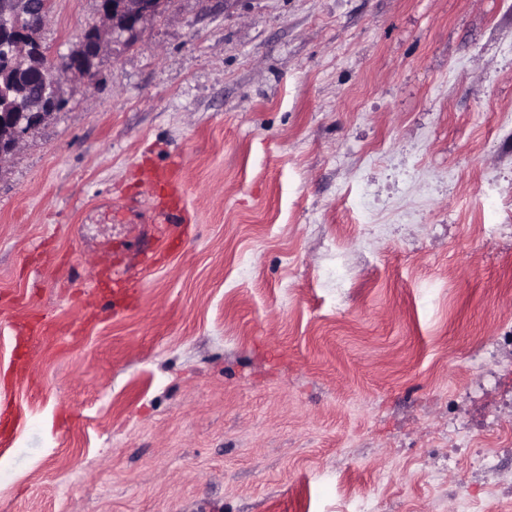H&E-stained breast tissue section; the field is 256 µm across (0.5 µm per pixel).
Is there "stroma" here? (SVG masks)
<instances>
[{
	"mask_svg": "<svg viewBox=\"0 0 512 512\" xmlns=\"http://www.w3.org/2000/svg\"><path fill=\"white\" fill-rule=\"evenodd\" d=\"M59 82L0 159V512H512V0H164ZM180 161L173 159L165 167L146 172L145 193L155 202L160 221L185 229L189 216L185 204V189L179 177Z\"/></svg>",
	"mask_w": 512,
	"mask_h": 512,
	"instance_id": "obj_1",
	"label": "stroma"
}]
</instances>
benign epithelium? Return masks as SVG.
Returning a JSON list of instances; mask_svg holds the SVG:
<instances>
[{
	"label": "benign epithelium",
	"instance_id": "7a95c632",
	"mask_svg": "<svg viewBox=\"0 0 512 512\" xmlns=\"http://www.w3.org/2000/svg\"><path fill=\"white\" fill-rule=\"evenodd\" d=\"M156 0H99L100 25L87 31L78 45L63 55V61L51 68L38 67L33 97L24 99V108H12L13 114L0 120V158L15 151L25 136L37 128L56 108L62 97L58 75L70 73L85 84L96 79L95 67L84 59L94 60L100 53L103 35H134L140 23L158 11ZM51 0H0V50L6 48L15 58L43 56L39 34L45 26Z\"/></svg>",
	"mask_w": 512,
	"mask_h": 512
}]
</instances>
